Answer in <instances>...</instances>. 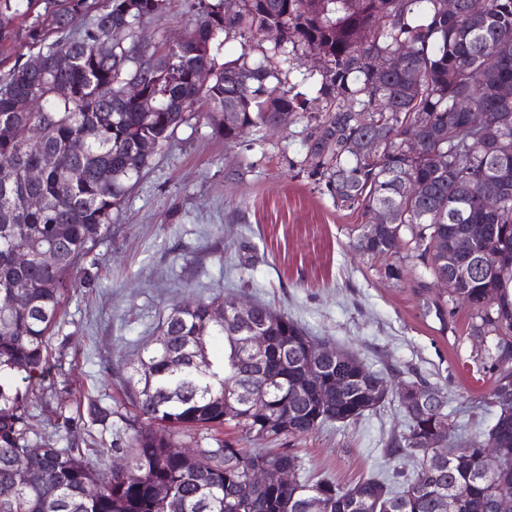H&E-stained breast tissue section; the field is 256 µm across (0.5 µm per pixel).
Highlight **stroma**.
I'll return each instance as SVG.
<instances>
[{
    "instance_id": "1",
    "label": "stroma",
    "mask_w": 512,
    "mask_h": 512,
    "mask_svg": "<svg viewBox=\"0 0 512 512\" xmlns=\"http://www.w3.org/2000/svg\"><path fill=\"white\" fill-rule=\"evenodd\" d=\"M192 2L169 0L167 11L142 28L144 41L158 46L190 33ZM311 131L300 118L230 143L201 118L178 127L95 247V264H83L91 284H77L66 298L49 342V374L33 385L35 437L61 436L69 417L101 442L90 457L94 468L124 464V454L110 448L115 426L92 422L89 403L134 415L123 385L162 316L171 305L216 295L281 310L327 346L358 354L390 388L419 378L442 387L467 432L490 423L485 342L465 335V312L452 322L429 311L435 292L423 288L406 251H355L363 218L337 208L309 177ZM394 265L400 278L388 275ZM403 429L404 412L392 395L357 423L284 437L279 445L298 454L307 474L346 487L379 472L412 470L410 458L386 453Z\"/></svg>"
}]
</instances>
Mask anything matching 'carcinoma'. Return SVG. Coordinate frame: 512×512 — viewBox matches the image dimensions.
Instances as JSON below:
<instances>
[{
  "label": "carcinoma",
  "mask_w": 512,
  "mask_h": 512,
  "mask_svg": "<svg viewBox=\"0 0 512 512\" xmlns=\"http://www.w3.org/2000/svg\"><path fill=\"white\" fill-rule=\"evenodd\" d=\"M472 2L457 0L450 17L446 0H194L195 43L151 49L140 28L165 12L167 0H0V62L22 46L36 50L0 81V302H13L0 318V512H172L174 502L180 512H303L311 499L319 512H512V196L494 215L481 205L503 175L512 178V156H492L474 138L478 129L499 131L503 114L512 135V103L497 95L499 84H512V38H500L512 31V0H484L476 16ZM231 38L242 40V53L225 61ZM102 40L112 45L108 56L96 52ZM299 47L324 60L318 94L325 105L307 143L310 175L340 208L389 211V222L358 227L357 250L388 254L400 236L424 276L454 281L432 300L439 316L456 317L455 295L469 299L465 332L495 338L486 397L492 423L471 439L443 404L406 408L390 454L412 457L410 473L346 488L305 477L292 450L245 443L355 424L388 399L384 379L346 351L295 403L288 391L311 359L304 345L316 340L269 305L241 313L235 299L216 295L174 305L159 322L146 369L127 383L137 413L115 442L129 456L126 466L93 469L96 442L75 434L68 419L65 446L48 439L30 453L29 391L15 375L45 377L49 333L78 267L111 231L132 182L192 113L227 142L304 116L307 98L290 80ZM252 50L259 60L249 59ZM202 67L212 72L205 87L192 79ZM131 80L156 100L151 114L124 100ZM21 126L31 129L30 141L17 139ZM368 135L379 139L375 153L354 150ZM410 135L420 140L415 152L404 147ZM76 141L85 146L80 154L71 153ZM144 141L155 150L139 153ZM45 153L59 163L29 179ZM402 174L416 180V194L402 195ZM467 224L487 225L485 266L455 281L446 259ZM48 249L57 252L49 266L40 261ZM19 281L26 288L17 295ZM221 304L229 311L222 324L212 319ZM253 324L271 336L263 372L242 357L241 336ZM216 338L224 342L220 358L209 354ZM201 355L203 371L193 363ZM272 374L279 380L266 383ZM246 381L264 388L267 402L235 412L229 403ZM275 412L285 417L281 431L264 427ZM226 423L235 436L215 439L216 447L176 450L185 432ZM431 440L461 449L451 473H431ZM481 440L500 456L487 476L474 464ZM266 462L294 466L295 485L226 499L225 476L241 477L228 469ZM450 482L469 489L465 499L449 500ZM89 485L97 487L93 496L85 494Z\"/></svg>",
  "instance_id": "cac0c4a2"
}]
</instances>
